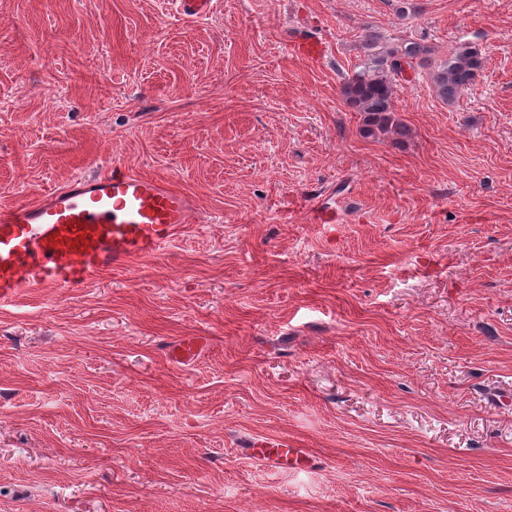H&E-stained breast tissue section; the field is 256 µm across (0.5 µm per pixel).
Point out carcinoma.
Instances as JSON below:
<instances>
[{
    "label": "carcinoma",
    "mask_w": 512,
    "mask_h": 512,
    "mask_svg": "<svg viewBox=\"0 0 512 512\" xmlns=\"http://www.w3.org/2000/svg\"><path fill=\"white\" fill-rule=\"evenodd\" d=\"M363 59L352 76L345 79L341 93L345 102L363 115L361 133L365 137L394 135L402 140L408 129L395 116L394 98L398 84L405 79L404 68H429L434 91L444 102H452L470 88L484 67L481 50L461 43L436 61L435 50L414 39L387 43L374 33L359 44Z\"/></svg>",
    "instance_id": "1"
}]
</instances>
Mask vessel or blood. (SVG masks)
Segmentation results:
<instances>
[{
    "mask_svg": "<svg viewBox=\"0 0 512 512\" xmlns=\"http://www.w3.org/2000/svg\"><path fill=\"white\" fill-rule=\"evenodd\" d=\"M217 0H174L185 20L203 19ZM292 52L312 62L327 53L308 35L291 42ZM198 221L193 199L167 180L120 167L79 175L40 199L0 210V303L25 288H66L77 293L104 269L130 270L172 244L184 225ZM251 453L281 468L305 460L302 448L257 440Z\"/></svg>",
    "mask_w": 512,
    "mask_h": 512,
    "instance_id": "obj_1",
    "label": "vessel or blood"
}]
</instances>
